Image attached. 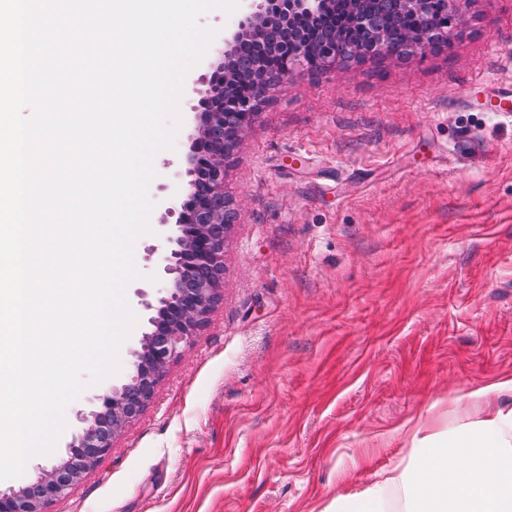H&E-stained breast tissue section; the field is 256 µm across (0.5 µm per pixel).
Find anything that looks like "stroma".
Returning <instances> with one entry per match:
<instances>
[{"label":"stroma","instance_id":"obj_1","mask_svg":"<svg viewBox=\"0 0 512 512\" xmlns=\"http://www.w3.org/2000/svg\"><path fill=\"white\" fill-rule=\"evenodd\" d=\"M512 0H471L449 44L297 72L224 172L223 297L107 458L49 512H331L417 445L478 421L457 394L512 379ZM154 161L127 288L157 295L161 222L196 125Z\"/></svg>","mask_w":512,"mask_h":512}]
</instances>
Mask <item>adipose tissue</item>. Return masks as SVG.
<instances>
[{
  "mask_svg": "<svg viewBox=\"0 0 512 512\" xmlns=\"http://www.w3.org/2000/svg\"><path fill=\"white\" fill-rule=\"evenodd\" d=\"M512 512V410L496 411L467 434L394 468L355 494H340L335 512Z\"/></svg>",
  "mask_w": 512,
  "mask_h": 512,
  "instance_id": "1",
  "label": "adipose tissue"
}]
</instances>
